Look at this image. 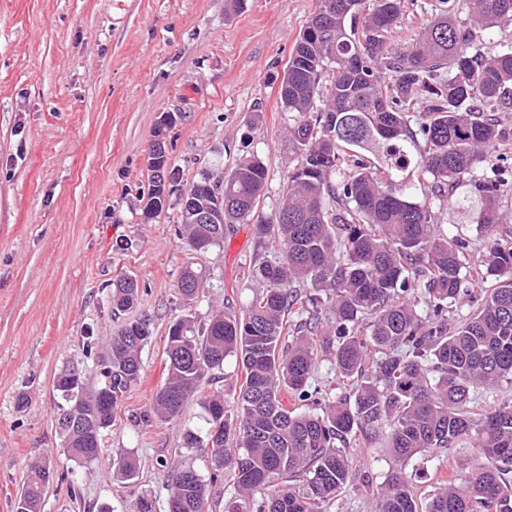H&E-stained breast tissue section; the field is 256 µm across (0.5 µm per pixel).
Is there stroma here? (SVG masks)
I'll return each instance as SVG.
<instances>
[{
	"label": "stroma",
	"mask_w": 512,
	"mask_h": 512,
	"mask_svg": "<svg viewBox=\"0 0 512 512\" xmlns=\"http://www.w3.org/2000/svg\"><path fill=\"white\" fill-rule=\"evenodd\" d=\"M442 8L469 20L464 0H404L392 41L411 42ZM316 9L317 0H0V512H15L27 467L39 459L68 473L50 482L43 512H136L145 497L165 512L159 459L178 456L207 473L205 451L183 446L185 431L206 428L198 402L171 422L149 416L167 375L168 328L181 313L176 283L188 265L209 273L191 310L196 325L219 307L240 312L252 295L242 271L263 250L249 224L234 225L208 252L187 250L174 202L145 218L146 153L170 113L167 142L182 183L257 154L269 171L261 207L271 213L295 164L278 89ZM433 207L482 253L477 203ZM122 274L137 280L131 315L148 319L153 335L99 458L73 465L62 453L54 378L72 363L98 377L86 343L117 330L110 284ZM21 391L28 403L19 409ZM352 453L370 480L344 489L327 512L376 510L393 460L375 444ZM464 454L412 460L418 496L427 498ZM127 455L139 462L130 480L116 472Z\"/></svg>",
	"instance_id": "obj_1"
}]
</instances>
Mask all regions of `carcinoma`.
Returning <instances> with one entry per match:
<instances>
[{"instance_id": "cac0c4a2", "label": "carcinoma", "mask_w": 512, "mask_h": 512, "mask_svg": "<svg viewBox=\"0 0 512 512\" xmlns=\"http://www.w3.org/2000/svg\"><path fill=\"white\" fill-rule=\"evenodd\" d=\"M365 3L318 0L317 34L300 35L289 55L279 98L297 164L274 212L259 211L269 172L255 155L219 175L203 170L183 188L169 151L149 165L146 215L176 196L179 237L191 250L206 253L224 242L226 226L251 222L266 252L243 272L255 291L242 314L169 326L167 378L152 411L171 421L200 402L205 435L186 432L184 447L209 448L212 472L206 479L181 461H160L166 512H208L210 487L222 482L233 488L224 512H325L365 480L348 451L360 438L382 439L395 462L376 512H512V403L478 399L512 382V240L493 238L512 183L499 173L473 184L489 242L471 266L462 257L472 242L415 200L416 187H430L464 207V177L512 142L501 120L512 108V46L486 52L443 13L398 47L390 34L401 0ZM468 8L476 25L512 19V0H468ZM207 280V271L184 268L181 303L190 306ZM111 296L118 318L137 303L138 283L114 279ZM463 302L475 310L457 323L448 309ZM151 337L146 321L125 320L106 342L93 388L72 366L56 375L66 402L59 417L78 421L59 424L67 460L98 458ZM327 353L334 393L311 385ZM229 357L243 374L238 389L205 391L208 373ZM306 401L313 409L299 411ZM466 443L476 452L463 475L418 499L409 462ZM51 476L50 462L29 465L16 512H42Z\"/></svg>"}]
</instances>
